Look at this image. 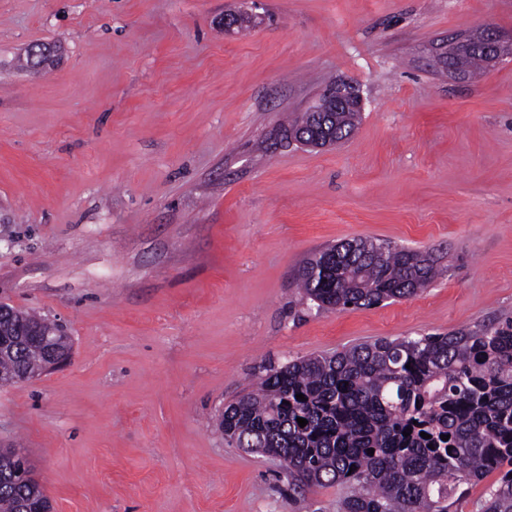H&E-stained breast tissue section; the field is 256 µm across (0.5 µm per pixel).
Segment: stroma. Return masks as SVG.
<instances>
[{
  "label": "stroma",
  "mask_w": 512,
  "mask_h": 512,
  "mask_svg": "<svg viewBox=\"0 0 512 512\" xmlns=\"http://www.w3.org/2000/svg\"><path fill=\"white\" fill-rule=\"evenodd\" d=\"M0 0V301L62 325L69 364L0 388L53 512H339L228 446L266 368L512 317V60L456 79L432 47L512 0ZM54 46L26 65L32 48ZM349 139L288 140L331 82ZM431 253L416 296L318 308L297 288L350 239Z\"/></svg>",
  "instance_id": "stroma-1"
}]
</instances>
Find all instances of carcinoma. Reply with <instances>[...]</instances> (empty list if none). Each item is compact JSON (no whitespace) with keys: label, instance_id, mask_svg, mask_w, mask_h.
<instances>
[{"label":"carcinoma","instance_id":"1","mask_svg":"<svg viewBox=\"0 0 512 512\" xmlns=\"http://www.w3.org/2000/svg\"><path fill=\"white\" fill-rule=\"evenodd\" d=\"M358 119L357 112L332 114L327 127L340 142ZM334 248L336 260L321 252L298 271L303 294L320 308L412 297L435 276L423 252L396 246L364 253L350 240ZM44 321L9 304L0 313V332L10 341L0 355V386L42 368L44 348L20 329ZM299 418L308 424L300 427ZM218 427L238 448L287 459L297 486L347 485L341 512H450L464 486L493 472L498 479L482 512H512V318L291 360L225 406ZM32 506L51 503L30 470L0 453V512Z\"/></svg>","mask_w":512,"mask_h":512}]
</instances>
